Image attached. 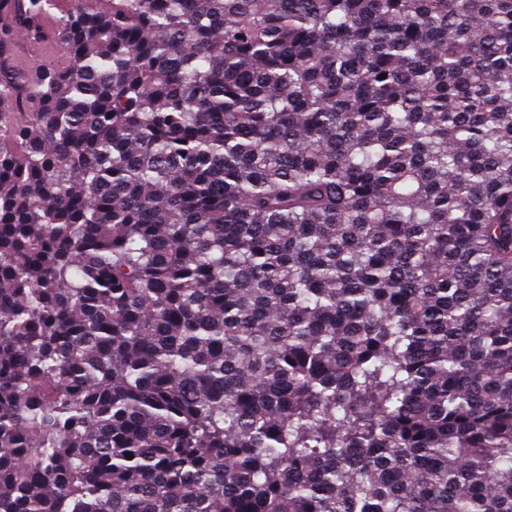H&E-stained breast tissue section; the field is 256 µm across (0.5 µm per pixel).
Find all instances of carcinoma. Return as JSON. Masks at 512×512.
Masks as SVG:
<instances>
[{"mask_svg":"<svg viewBox=\"0 0 512 512\" xmlns=\"http://www.w3.org/2000/svg\"><path fill=\"white\" fill-rule=\"evenodd\" d=\"M68 2L0 0V512H512V0ZM18 60L24 65L31 67L40 66L50 61H59L60 53L58 49L54 53L49 50L40 47L29 46L25 40L18 38Z\"/></svg>","mask_w":512,"mask_h":512,"instance_id":"obj_1","label":"carcinoma"}]
</instances>
